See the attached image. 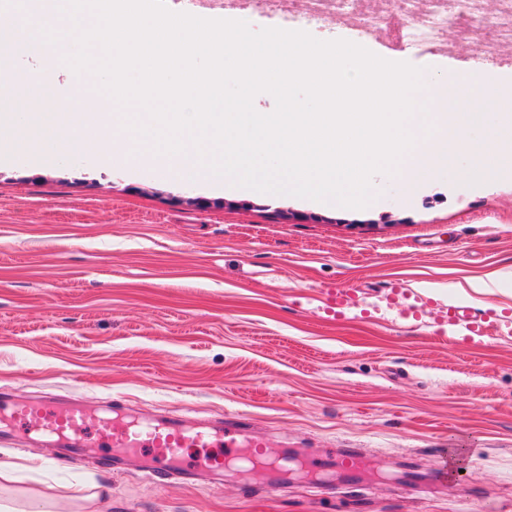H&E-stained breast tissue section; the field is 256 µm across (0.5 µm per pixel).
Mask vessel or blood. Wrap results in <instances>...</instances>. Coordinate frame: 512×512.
Masks as SVG:
<instances>
[{"label": "vessel or blood", "mask_w": 512, "mask_h": 512, "mask_svg": "<svg viewBox=\"0 0 512 512\" xmlns=\"http://www.w3.org/2000/svg\"><path fill=\"white\" fill-rule=\"evenodd\" d=\"M30 417L37 421L38 433L69 459L82 462L89 449L117 448L130 457H147L144 473L153 481H217L227 468L258 466L269 473L271 488L288 482L287 461L269 453V442L255 423L238 417L195 426L178 417H136L119 407L97 411L48 398L0 397V424ZM187 448L196 449L193 459H185ZM363 464L362 451L344 448L310 458L304 468L316 479L332 474L348 481L359 474Z\"/></svg>", "instance_id": "b4317fda"}]
</instances>
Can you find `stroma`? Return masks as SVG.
<instances>
[{"label":"stroma","mask_w":512,"mask_h":512,"mask_svg":"<svg viewBox=\"0 0 512 512\" xmlns=\"http://www.w3.org/2000/svg\"><path fill=\"white\" fill-rule=\"evenodd\" d=\"M465 28L419 54L390 31L374 54L463 77ZM364 209L227 194L106 168L86 152L0 165V391L205 424L255 420L274 454L366 448L355 483L265 475L151 482L99 448L75 465L32 437L0 498L24 512H512V173L461 158L407 194L375 176ZM465 306L491 330L455 329ZM444 448L461 481L433 480Z\"/></svg>","instance_id":"stroma-1"}]
</instances>
